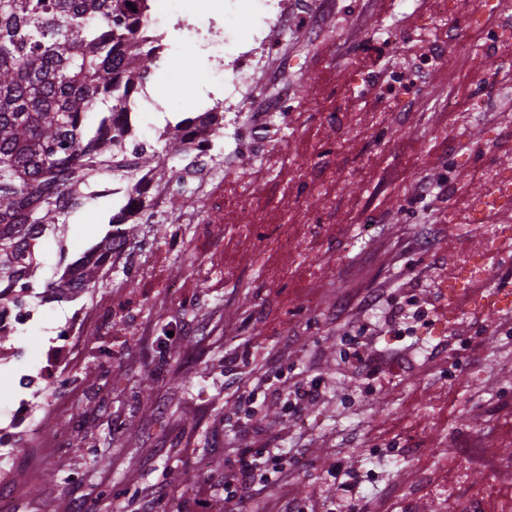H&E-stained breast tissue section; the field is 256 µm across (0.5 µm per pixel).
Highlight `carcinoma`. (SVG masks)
I'll list each match as a JSON object with an SVG mask.
<instances>
[{
	"instance_id": "obj_1",
	"label": "carcinoma",
	"mask_w": 512,
	"mask_h": 512,
	"mask_svg": "<svg viewBox=\"0 0 512 512\" xmlns=\"http://www.w3.org/2000/svg\"><path fill=\"white\" fill-rule=\"evenodd\" d=\"M149 8V0H0V302L32 287L45 231L98 196L99 175L128 177L126 203L151 206L145 183L156 151L127 148L132 95L159 58L158 39L139 32ZM222 128L215 107L158 140L184 152L195 135ZM124 204L108 223H127ZM113 250L108 233L49 285L50 297L93 287Z\"/></svg>"
}]
</instances>
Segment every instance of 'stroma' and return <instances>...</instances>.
Masks as SVG:
<instances>
[{"label":"stroma","mask_w":512,"mask_h":512,"mask_svg":"<svg viewBox=\"0 0 512 512\" xmlns=\"http://www.w3.org/2000/svg\"><path fill=\"white\" fill-rule=\"evenodd\" d=\"M292 35L253 42L248 18L216 9L213 18L239 33L251 55V90L226 101L223 92L200 102L209 63L175 29L186 0H170L161 22L174 55L158 60L133 96L140 141L157 151L156 176L183 168L189 154L158 141L165 121L200 105H221L225 133L249 167L225 164L219 178L172 209L161 195L140 224L129 255L113 257L95 288L72 302L47 301L43 316L16 346L21 360L0 358V428L9 426L17 381L43 369L54 328L74 317L83 342L66 365L79 399L77 414L50 387L29 391L35 423L67 433V450L44 449L39 461L0 495L12 512H137L141 491L164 486L169 503L209 493L224 505V474L246 448L278 449L286 485L269 488L259 512H282L287 497L320 498L333 482L357 472L371 512H411L409 497L425 482L444 480L446 460L471 439L498 460L512 462V310L497 319L476 314L464 293L469 276L447 290L453 261L482 254L489 289H512V222L487 212L481 225L458 215L489 192L486 171L512 179V97L485 111L449 110L461 91L512 86V45L490 65L472 36L434 22L429 0H282ZM393 30L396 44L379 42ZM373 41L369 69L355 65L353 45ZM454 54L425 67L435 43ZM190 67L187 92L163 95L168 110L144 108V95ZM405 73L409 87L390 91L388 75ZM277 78L288 99L276 113V132L263 138L246 113L266 105L265 83ZM448 160L435 166L436 157ZM448 179V195H418L423 178ZM111 197L88 200L64 227L48 234L32 279L45 292L64 269L109 231ZM450 218L437 253L421 239L438 211ZM499 227L496 248L484 251L486 229ZM380 288L400 305L434 303L433 321H415L398 341L406 358L390 381L358 374L349 338L363 333L367 350L385 347V310L356 305ZM287 329L288 345L269 338ZM175 340H167V332ZM127 342L114 354L113 338ZM282 390L320 380L324 395L302 419L283 415L265 399L268 376ZM250 419L241 432V419ZM469 479L456 496L481 497L485 512H512V483L492 477L483 458L467 460ZM79 480H70L71 471Z\"/></svg>","instance_id":"stroma-1"}]
</instances>
